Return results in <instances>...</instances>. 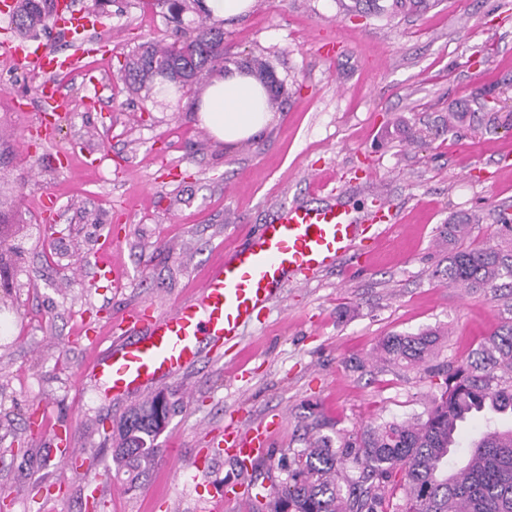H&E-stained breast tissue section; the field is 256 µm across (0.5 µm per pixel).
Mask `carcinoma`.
<instances>
[{"label":"carcinoma","mask_w":512,"mask_h":512,"mask_svg":"<svg viewBox=\"0 0 512 512\" xmlns=\"http://www.w3.org/2000/svg\"><path fill=\"white\" fill-rule=\"evenodd\" d=\"M347 12L393 18L420 14L437 0H338ZM55 0H18L11 23L17 34L50 27ZM237 61L224 54V29L201 19L193 30L178 26L170 42L150 44L126 60L122 78L138 94L156 89L182 91L226 71ZM476 214L454 213L440 231L448 245V265L436 276L472 293L512 294V214L498 213L492 239L464 248ZM507 321L466 358L434 372L440 395L409 418L384 420L335 447L320 436L305 448L293 450L287 476L263 496L258 512H386L390 491H403L397 512H512V438L505 444L479 443L482 460L473 466L454 461L461 426L474 414L512 411V304ZM440 327L416 333H393L379 345L385 364L416 367L435 354ZM175 402L159 392L132 407L104 439H112L115 475L135 490L159 460L161 421L170 420ZM360 466L356 480L345 474L347 462Z\"/></svg>","instance_id":"carcinoma-1"}]
</instances>
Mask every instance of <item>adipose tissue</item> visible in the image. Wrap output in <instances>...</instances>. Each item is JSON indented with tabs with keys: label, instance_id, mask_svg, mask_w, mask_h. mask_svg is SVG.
Here are the masks:
<instances>
[{
	"label": "adipose tissue",
	"instance_id": "1",
	"mask_svg": "<svg viewBox=\"0 0 512 512\" xmlns=\"http://www.w3.org/2000/svg\"><path fill=\"white\" fill-rule=\"evenodd\" d=\"M199 116L214 139L227 146L258 137L273 118L263 82L235 69L212 79Z\"/></svg>",
	"mask_w": 512,
	"mask_h": 512
}]
</instances>
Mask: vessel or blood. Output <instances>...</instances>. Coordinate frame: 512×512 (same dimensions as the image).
<instances>
[{"label":"vessel or blood","mask_w":512,"mask_h":512,"mask_svg":"<svg viewBox=\"0 0 512 512\" xmlns=\"http://www.w3.org/2000/svg\"><path fill=\"white\" fill-rule=\"evenodd\" d=\"M57 13V28L78 45L79 55L91 54L92 21L74 10L71 0H58ZM0 51L19 65L52 75L74 70L78 57L13 36L0 40ZM41 96L48 108L41 111L35 134L48 142L56 125L51 110L60 105L62 96L50 82L43 85ZM393 221L387 207L361 220L347 205L333 200L280 205L247 246L225 250L223 259L210 266L200 284L199 298L180 301L163 312L150 305L128 312L120 322L122 339L98 354L87 370L115 396L141 394L158 381L176 379L203 357L217 354L219 347L237 346L243 328L268 310L288 280L336 268L362 246L367 223ZM119 239L118 232L108 231L93 264L96 279L120 280L109 260ZM50 437L59 447L58 461L64 468L75 474L91 471L90 461L72 447L63 427H54ZM268 446L264 428L224 436L225 453L246 461L267 451Z\"/></svg>","instance_id":"obj_1"}]
</instances>
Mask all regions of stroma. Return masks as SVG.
Segmentation results:
<instances>
[{
	"instance_id": "35a3bbf8",
	"label": "stroma",
	"mask_w": 512,
	"mask_h": 512,
	"mask_svg": "<svg viewBox=\"0 0 512 512\" xmlns=\"http://www.w3.org/2000/svg\"><path fill=\"white\" fill-rule=\"evenodd\" d=\"M97 22L96 55L57 78L68 106L50 149L67 155L65 167L26 146L42 76L0 59V192L23 226L8 242L25 253L0 292V491L8 512H87L91 486L24 430L43 404L49 425H67L93 463L103 512H209L228 483L243 492L222 512H255L256 488L280 485L293 449L404 419L436 394L426 367L376 360L384 337L442 327L441 366L499 325L498 301L434 271L447 263L439 230L451 214L481 215L468 238L476 246L499 211L512 213V0H440L393 19L349 14L336 0H255L224 21V51L264 60L284 90L267 130L235 147L202 126L201 86L144 97L121 78L127 56L170 36L163 0H111ZM326 41L333 55L320 52ZM49 196L57 232L41 236ZM330 196L359 214L388 203L397 222L361 258L288 282L238 346L162 383L181 402L158 439L177 470L156 467L125 493L99 428L134 400L106 396L84 373L111 344L113 322L137 305L166 311L194 296L209 265L247 246L276 206ZM114 224L124 228L112 253L123 278L97 282L92 264ZM232 418L278 424L268 453L244 470L214 454ZM208 454L200 486L197 460Z\"/></svg>"
}]
</instances>
